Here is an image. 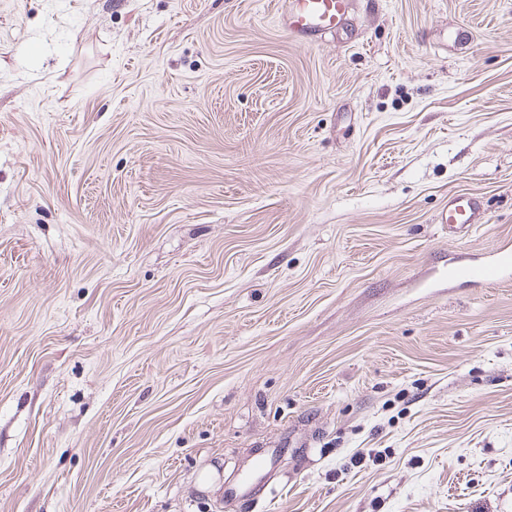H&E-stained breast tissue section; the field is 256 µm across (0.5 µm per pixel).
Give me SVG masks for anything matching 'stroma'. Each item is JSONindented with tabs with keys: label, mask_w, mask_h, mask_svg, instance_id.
Masks as SVG:
<instances>
[{
	"label": "stroma",
	"mask_w": 512,
	"mask_h": 512,
	"mask_svg": "<svg viewBox=\"0 0 512 512\" xmlns=\"http://www.w3.org/2000/svg\"><path fill=\"white\" fill-rule=\"evenodd\" d=\"M282 6L0 0V512H512V0ZM356 0H285L280 24L290 35L307 43L324 31L342 26ZM484 221L481 203L470 193H460L451 197L448 201V209L444 210L439 217V223L448 224V227H470L474 224H483ZM512 268V249L502 246L495 250L492 262L475 264L462 272L450 271L448 278L457 274L469 277L477 283H493L501 279L502 275Z\"/></svg>",
	"instance_id": "1"
}]
</instances>
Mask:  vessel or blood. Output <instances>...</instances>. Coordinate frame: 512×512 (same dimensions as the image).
<instances>
[{"label": "vessel or blood", "instance_id": "obj_1", "mask_svg": "<svg viewBox=\"0 0 512 512\" xmlns=\"http://www.w3.org/2000/svg\"><path fill=\"white\" fill-rule=\"evenodd\" d=\"M355 3L356 0H284L279 22L290 35L306 42L342 26ZM439 221L451 227H470L484 223L485 217L477 197L460 193L449 199ZM511 269L512 248L502 246L496 249L493 261L473 265L464 274L474 282L487 284L500 280Z\"/></svg>", "mask_w": 512, "mask_h": 512}]
</instances>
